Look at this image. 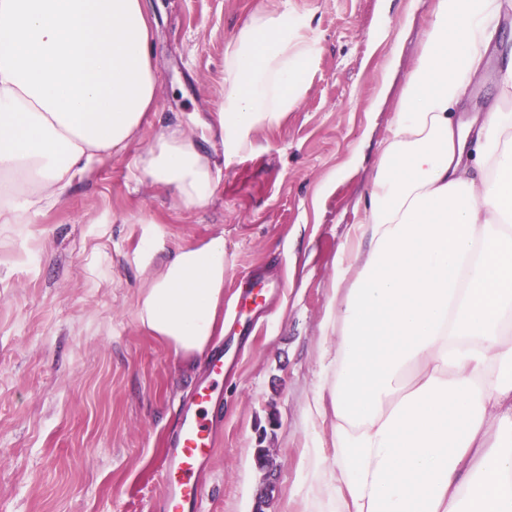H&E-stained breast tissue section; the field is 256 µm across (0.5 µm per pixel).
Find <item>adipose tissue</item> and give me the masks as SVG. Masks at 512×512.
Instances as JSON below:
<instances>
[{
  "label": "adipose tissue",
  "instance_id": "1",
  "mask_svg": "<svg viewBox=\"0 0 512 512\" xmlns=\"http://www.w3.org/2000/svg\"><path fill=\"white\" fill-rule=\"evenodd\" d=\"M512 0H435L433 21L380 144L361 219L336 255L308 403L333 418L315 454L331 512H512V113L456 110ZM147 0H0V223L28 224L135 143L154 112ZM311 46L292 10L263 0L224 48L216 114L224 161L298 104ZM185 210L221 170L177 124L133 160ZM161 269L139 325L185 357L207 351L224 300V236L136 257Z\"/></svg>",
  "mask_w": 512,
  "mask_h": 512
}]
</instances>
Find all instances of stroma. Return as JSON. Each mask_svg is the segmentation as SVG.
Wrapping results in <instances>:
<instances>
[{
  "instance_id": "1",
  "label": "stroma",
  "mask_w": 512,
  "mask_h": 512,
  "mask_svg": "<svg viewBox=\"0 0 512 512\" xmlns=\"http://www.w3.org/2000/svg\"><path fill=\"white\" fill-rule=\"evenodd\" d=\"M260 0H149L156 109L140 140L32 224H0V512H154L165 443L205 371L136 321L155 274L135 252L223 233L221 422L201 475L202 512H309L311 455H333L330 422L307 403L321 383L322 327L336 254L361 216L378 147L421 50L434 0H291L312 44L299 104L257 129L254 149L224 167L211 203L180 210L137 180L132 157L167 127L209 129L222 100L224 46ZM489 50L460 114L498 106ZM260 319L244 336L240 287L257 270ZM270 449L274 472L255 451Z\"/></svg>"
}]
</instances>
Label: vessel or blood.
Wrapping results in <instances>:
<instances>
[{
  "label": "vessel or blood",
  "mask_w": 512,
  "mask_h": 512,
  "mask_svg": "<svg viewBox=\"0 0 512 512\" xmlns=\"http://www.w3.org/2000/svg\"><path fill=\"white\" fill-rule=\"evenodd\" d=\"M224 384V350L215 348L208 374L192 387L164 455L157 512H200V473L214 446L213 412Z\"/></svg>",
  "instance_id": "obj_1"
}]
</instances>
